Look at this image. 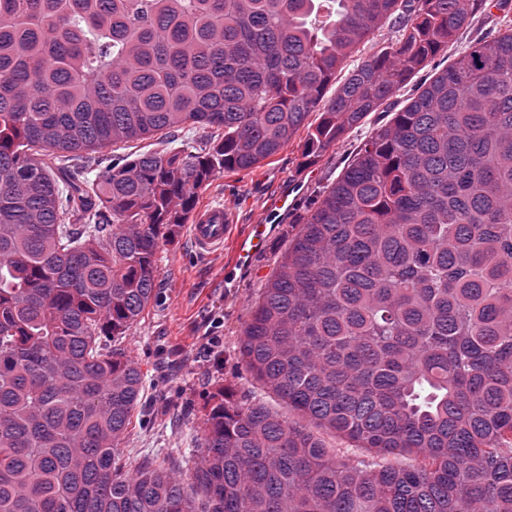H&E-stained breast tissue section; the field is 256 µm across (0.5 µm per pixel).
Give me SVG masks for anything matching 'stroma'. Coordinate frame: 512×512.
Instances as JSON below:
<instances>
[{
  "instance_id": "35a3bbf8",
  "label": "stroma",
  "mask_w": 512,
  "mask_h": 512,
  "mask_svg": "<svg viewBox=\"0 0 512 512\" xmlns=\"http://www.w3.org/2000/svg\"><path fill=\"white\" fill-rule=\"evenodd\" d=\"M371 113L330 146L319 160L306 164L305 131H298L280 152L250 171H228L213 178L195 201L196 209L224 205L237 232L269 223V243L247 265H233L231 248L198 255L187 232L162 246L158 254L157 302L121 340L127 355L145 376L146 415H134L123 442L127 467L140 463L148 449L164 448L167 463L177 467L196 435L217 390L229 386L237 395L261 396L244 369L238 342L252 302L295 233L296 220L348 165L361 143L386 122ZM295 182L292 209L268 220L267 205L286 182ZM219 337V356L206 353L209 337Z\"/></svg>"
}]
</instances>
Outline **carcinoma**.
Returning <instances> with one entry per match:
<instances>
[{"label":"carcinoma","mask_w":512,"mask_h":512,"mask_svg":"<svg viewBox=\"0 0 512 512\" xmlns=\"http://www.w3.org/2000/svg\"><path fill=\"white\" fill-rule=\"evenodd\" d=\"M488 7L0 0V512H512V23L393 109L252 304L240 359L298 421L224 387L184 470L126 471L145 378L110 344L200 188L304 126L315 162ZM187 124L200 145H172ZM397 24H394V21L387 22L383 27H381L378 31L375 32L373 39L363 46L360 47V51L354 55L353 58L348 60L349 66L347 69L356 65L360 60L370 55L377 47L383 43L390 42L394 40L396 36ZM347 69L343 70L340 74L337 75L336 84L329 85L326 90V97H330L336 90V86L339 82L344 78L347 74Z\"/></svg>","instance_id":"cac0c4a2"}]
</instances>
